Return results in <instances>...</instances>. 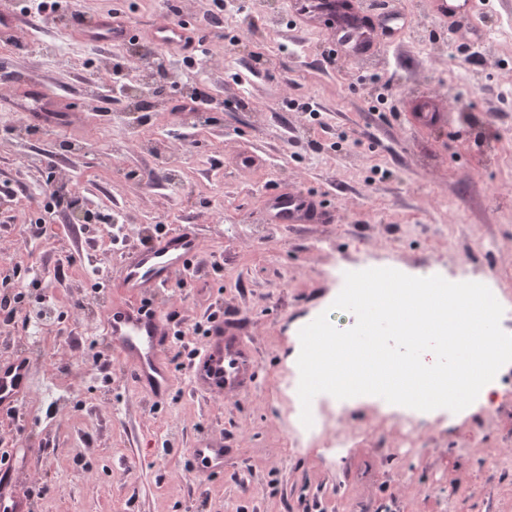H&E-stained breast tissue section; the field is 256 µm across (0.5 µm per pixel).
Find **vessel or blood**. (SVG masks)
Instances as JSON below:
<instances>
[{
    "mask_svg": "<svg viewBox=\"0 0 512 512\" xmlns=\"http://www.w3.org/2000/svg\"><path fill=\"white\" fill-rule=\"evenodd\" d=\"M295 17L317 19L326 35L331 62L355 61L368 56L382 42L395 40L407 24V16L396 0H374L361 8L357 0H345L340 12L330 13L323 0H290ZM432 13L440 20L455 19L473 25L480 11L479 0H430ZM79 28L83 41L97 47L125 44L136 39V29L117 14L82 16ZM198 28L189 19L158 21L151 30L154 43L185 55L198 43ZM19 96L28 101L31 123L56 130L80 122V110L62 115L59 100L45 81L32 79L23 84ZM415 123H441L435 98L420 94L412 115ZM268 223L319 224L328 215L320 200L301 190L274 189L264 200ZM201 243L195 231L181 227L162 234L151 245L138 248L123 257L118 277L131 294H141L155 288L169 287L175 277H187L196 267ZM102 337L118 345L128 361L138 385L149 389L155 399H163L171 375L161 359L171 333L159 313L147 306L115 305L104 317ZM197 384L213 393L244 387L251 375L252 356L241 337L225 338L224 321L212 323L206 341L191 363ZM32 371L29 360L20 354L0 359V406L12 407L29 393ZM224 442L202 439L196 442L192 454L208 473H223Z\"/></svg>",
    "mask_w": 512,
    "mask_h": 512,
    "instance_id": "b4317fda",
    "label": "vessel or blood"
}]
</instances>
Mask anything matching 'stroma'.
<instances>
[{"instance_id":"35a3bbf8","label":"stroma","mask_w":512,"mask_h":512,"mask_svg":"<svg viewBox=\"0 0 512 512\" xmlns=\"http://www.w3.org/2000/svg\"><path fill=\"white\" fill-rule=\"evenodd\" d=\"M175 0H68L66 12L120 9L139 45ZM409 17L402 40L361 64L328 66L318 21H296L287 0H242L208 33L207 58L186 67L164 51L176 83L199 84L211 98L187 139L171 104L153 92L150 111L89 110L79 83L91 62L76 30L43 29L31 54L0 33V89L30 76L85 109L63 132L19 129L23 113H0V293L31 266L50 264L58 299L91 292L93 308L143 303L180 312L183 337L162 353L171 373L163 400L134 380L116 346L86 345L66 316L34 366L35 391L0 408V448L16 454V477L0 501L30 497L31 512H420L431 497L440 512H512V406L437 425L445 445L422 454L374 455L369 428L390 405L362 395L348 403L351 440L330 452L327 438L299 441L289 427L288 383L301 346L297 335L322 312L347 329L355 317L330 306L344 274L390 267L451 282L484 281L504 305L512 330V9L489 0L484 38L473 59L460 29L440 24L426 0H398ZM468 66L475 102L454 90L455 67ZM434 93L443 125L416 127L415 90ZM177 171L160 187L150 177L166 150ZM68 174L67 198L92 200L124 224L112 235L75 234L70 211L53 214L30 236L31 201L54 189L53 169ZM318 193L334 219L265 234L266 191ZM193 225L202 244L191 288L128 294L120 281L95 291L92 260L116 266L156 237L158 226ZM223 314L254 351V381L223 395L196 390L182 342L200 344L192 327L206 311ZM223 436L224 472H199L195 442Z\"/></svg>"}]
</instances>
